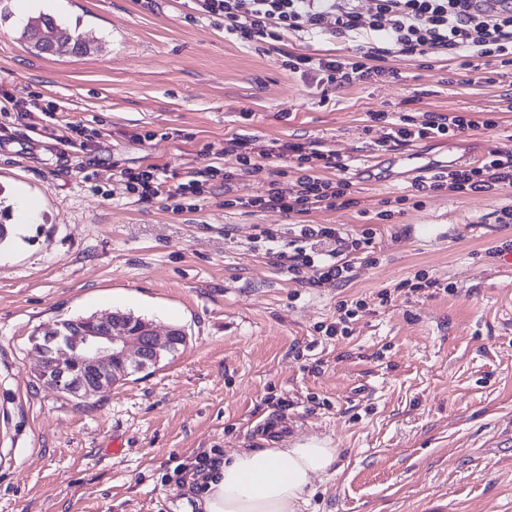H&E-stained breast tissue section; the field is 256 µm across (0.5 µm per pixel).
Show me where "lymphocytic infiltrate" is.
<instances>
[{
  "label": "lymphocytic infiltrate",
  "mask_w": 512,
  "mask_h": 512,
  "mask_svg": "<svg viewBox=\"0 0 512 512\" xmlns=\"http://www.w3.org/2000/svg\"><path fill=\"white\" fill-rule=\"evenodd\" d=\"M498 12L482 11L477 0H375L369 20H362L358 0H192L197 13L223 20L225 33L250 43L284 34L301 37L362 36L355 55L313 57L289 54L290 71L313 76L320 86L337 90L360 82H376L389 74L388 57L445 55L459 60L466 72V83L483 86L492 78L482 61L499 59L501 66H512V0H499ZM334 17V28H326L327 17ZM372 121L385 125L378 140L381 150L436 137H457L471 131L495 128L490 119H479L465 112L426 113L423 119L410 115L390 117L385 112L371 113ZM228 152L243 165L262 170L272 158L289 156L299 172L291 190L270 182L259 194L232 199L241 209L276 208L303 215L318 208L353 206L352 183L347 176L348 159L318 143H282L276 140L258 147L248 140L233 137ZM335 178H326L328 170ZM129 196L140 203L165 197L173 200L174 211H182L183 200H199L210 193L214 180L223 178L220 167L188 171L175 189L167 187L166 168L149 165L121 172ZM512 187V156L490 154L476 165L449 166L418 183V192L445 191L458 197L477 192H494ZM371 230L360 236L348 233L340 224H293L287 231H261L259 240L267 254L287 266L289 272L302 274L311 269L312 284L328 280L349 281L353 252L372 243Z\"/></svg>",
  "instance_id": "lymphocytic-infiltrate-1"
}]
</instances>
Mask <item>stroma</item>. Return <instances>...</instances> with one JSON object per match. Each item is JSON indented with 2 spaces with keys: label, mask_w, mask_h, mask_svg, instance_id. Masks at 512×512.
Instances as JSON below:
<instances>
[{
  "label": "stroma",
  "mask_w": 512,
  "mask_h": 512,
  "mask_svg": "<svg viewBox=\"0 0 512 512\" xmlns=\"http://www.w3.org/2000/svg\"><path fill=\"white\" fill-rule=\"evenodd\" d=\"M20 0H0V89L41 93L54 119L0 133V200L40 210L0 249V512H189L197 488L174 469L262 444L253 426L288 418L293 438L330 439L333 475L315 479L301 512H512V188L458 198L431 192L378 219L387 199L414 195L416 168L389 165L354 180L346 209L309 224L372 229L354 278L296 280L257 246L287 230L277 209L225 199L293 187L289 158L252 172L225 153L231 137L316 141L363 165L382 133L370 113L481 112L495 128L397 148L419 166L477 148L512 154V85H461L445 56L389 58L394 79L322 89L291 73L287 54L351 55L354 38L243 43L187 0H34L80 34L83 56H47L20 38ZM78 122L80 150L58 140ZM165 167L230 173L197 209L128 199L120 172ZM426 274L433 287L408 293ZM390 291L388 304L378 295ZM366 300L350 335L318 332L342 300ZM179 325L175 355L77 400L43 386L31 338L45 324L111 311ZM122 455H109L113 440Z\"/></svg>",
  "instance_id": "stroma-1"
}]
</instances>
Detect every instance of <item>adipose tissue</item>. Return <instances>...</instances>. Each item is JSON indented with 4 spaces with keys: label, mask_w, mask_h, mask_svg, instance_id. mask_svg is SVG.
<instances>
[{
    "label": "adipose tissue",
    "mask_w": 512,
    "mask_h": 512,
    "mask_svg": "<svg viewBox=\"0 0 512 512\" xmlns=\"http://www.w3.org/2000/svg\"><path fill=\"white\" fill-rule=\"evenodd\" d=\"M337 451L311 437L288 448H242L207 472L201 512H300L316 477L331 473Z\"/></svg>",
    "instance_id": "adipose-tissue-1"
}]
</instances>
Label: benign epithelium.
I'll use <instances>...</instances> for the list:
<instances>
[{
    "label": "benign epithelium",
    "instance_id": "7a95c632",
    "mask_svg": "<svg viewBox=\"0 0 512 512\" xmlns=\"http://www.w3.org/2000/svg\"><path fill=\"white\" fill-rule=\"evenodd\" d=\"M176 337L171 327L161 331L150 321L125 322L109 313L55 321L33 338L38 380L75 396L104 394L108 375L147 370Z\"/></svg>",
    "mask_w": 512,
    "mask_h": 512
}]
</instances>
